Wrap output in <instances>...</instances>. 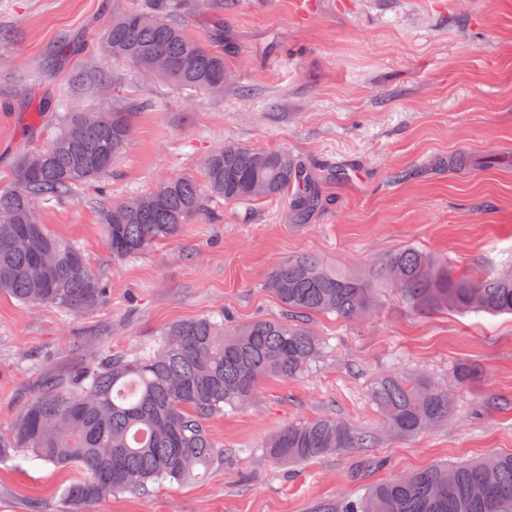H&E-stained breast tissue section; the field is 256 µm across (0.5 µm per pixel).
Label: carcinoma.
<instances>
[{
  "mask_svg": "<svg viewBox=\"0 0 512 512\" xmlns=\"http://www.w3.org/2000/svg\"><path fill=\"white\" fill-rule=\"evenodd\" d=\"M202 2L140 0L115 13L101 55L131 62L176 88L211 92L228 82L224 54L188 36L180 23ZM130 127L129 106L67 112L49 144L19 159L15 170L31 178L0 193V294L67 312L105 302L106 281L85 267L76 246L42 224L36 206L110 172L132 146ZM288 195L299 212L321 204L315 176L291 153L226 144L205 158L202 179L176 175L104 207L106 244L115 257L135 256L178 235L214 202ZM264 287L286 316L244 324L225 316L179 321L134 354L102 350L79 370L48 378L0 437V463L23 453L78 472L60 487V499L75 509L116 492L186 482L224 457L210 430L212 417L249 405L264 380L293 379L320 355L325 341L308 327L309 315L362 317L383 288L395 289L416 310L512 315V271L473 278L416 247L369 263L363 274L301 255L276 266ZM370 397L387 428L401 436L448 422L454 408L448 391L395 371L374 382ZM372 442L365 429L318 417L280 428L261 457L288 464ZM342 512H512V456L393 477L343 502Z\"/></svg>",
  "mask_w": 512,
  "mask_h": 512,
  "instance_id": "carcinoma-1",
  "label": "carcinoma"
}]
</instances>
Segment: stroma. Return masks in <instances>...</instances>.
I'll return each instance as SVG.
<instances>
[{
    "label": "stroma",
    "instance_id": "obj_1",
    "mask_svg": "<svg viewBox=\"0 0 512 512\" xmlns=\"http://www.w3.org/2000/svg\"><path fill=\"white\" fill-rule=\"evenodd\" d=\"M224 0L222 95L180 90L97 53L115 11L134 0H0V192L63 113L131 102L133 146L101 185L40 206L108 281L98 308L72 313L0 295V433L52 376L104 349L155 344L177 320L281 315L264 282L303 254L348 271L409 246L462 272L512 268V0ZM285 150L344 170L298 221L284 197L214 206L142 254L105 245L100 196L119 202L167 177L200 175L226 144ZM326 342L300 376L268 380L254 402L213 417L224 446L201 478L120 493L85 512H337L377 482L437 462L512 455V316L419 312L383 292L370 315L317 314ZM480 377L459 383V369ZM396 370L448 390L447 423L405 437L385 430L368 388ZM328 415L370 430L372 447L297 465L261 459L290 422ZM68 472L38 460L0 463V512H64Z\"/></svg>",
    "mask_w": 512,
    "mask_h": 512
}]
</instances>
